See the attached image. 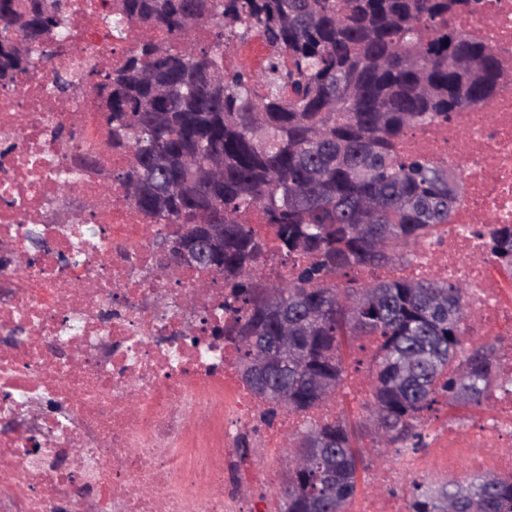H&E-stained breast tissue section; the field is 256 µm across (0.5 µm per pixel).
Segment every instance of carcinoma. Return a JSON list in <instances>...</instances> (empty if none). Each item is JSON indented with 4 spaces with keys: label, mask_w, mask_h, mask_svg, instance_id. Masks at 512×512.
<instances>
[{
    "label": "carcinoma",
    "mask_w": 512,
    "mask_h": 512,
    "mask_svg": "<svg viewBox=\"0 0 512 512\" xmlns=\"http://www.w3.org/2000/svg\"><path fill=\"white\" fill-rule=\"evenodd\" d=\"M461 0H121L112 30L160 31L141 39L122 66H76L57 90L92 85L112 149L129 152L114 180L142 212L175 226L165 239L190 247L191 230L224 225V253L204 259L231 288L215 333L239 361L282 335L303 361L264 379L241 374L268 405V417L303 415L336 394L345 352L375 336L373 400L366 420L383 448L426 447L424 413L438 398L450 408H485L498 356L492 344L464 346L469 287L400 276L359 283L354 269L406 265L441 237L461 186L423 155L404 154L408 131L477 109L501 90L496 54L451 25ZM68 0H0V83L27 70L20 33L46 58L70 37ZM207 25L215 40L191 29ZM257 36L273 53L267 80L230 69L225 51ZM257 210L274 228L289 275L262 272L264 240L243 217ZM488 253L512 276V224L488 232ZM346 278L342 284L336 282ZM288 391V402L267 387ZM362 421L315 422L288 456L309 469L288 472L280 512H348L363 464ZM331 440L312 446V436ZM411 512H512V478L492 471L422 487Z\"/></svg>",
    "instance_id": "carcinoma-1"
}]
</instances>
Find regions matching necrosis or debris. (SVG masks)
<instances>
[{
	"instance_id": "necrosis-or-debris-1",
	"label": "necrosis or debris",
	"mask_w": 512,
	"mask_h": 512,
	"mask_svg": "<svg viewBox=\"0 0 512 512\" xmlns=\"http://www.w3.org/2000/svg\"><path fill=\"white\" fill-rule=\"evenodd\" d=\"M102 2L72 0L74 39L49 60L31 51L30 72L0 87V512H248L243 487L275 485L287 435L336 405L267 419L238 376L235 347L201 327L224 314L223 279L163 270L149 232L167 223L120 186L104 194L105 175L129 157L101 149L94 96L55 86L73 63L123 61L131 43L111 36ZM453 23L496 53L502 89L479 110L405 136L403 152L463 180L440 239L419 245L405 272L468 285L469 333L494 331L510 378L512 278L489 258L485 233L512 224V0L458 7ZM88 151L98 171L73 176V158ZM87 224L99 235L81 236ZM34 227L44 246L29 264ZM488 405L487 417L451 419L434 435L436 470L512 475V387Z\"/></svg>"
}]
</instances>
